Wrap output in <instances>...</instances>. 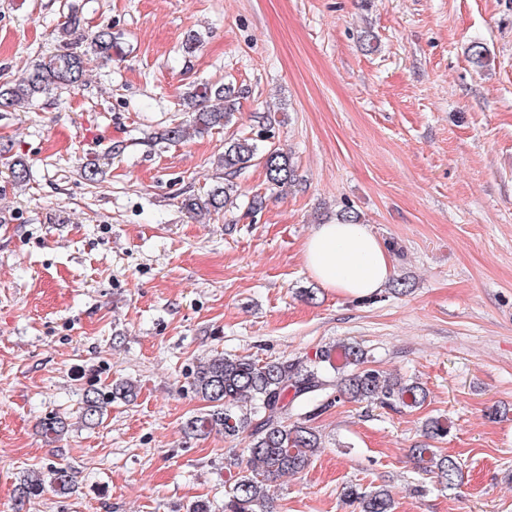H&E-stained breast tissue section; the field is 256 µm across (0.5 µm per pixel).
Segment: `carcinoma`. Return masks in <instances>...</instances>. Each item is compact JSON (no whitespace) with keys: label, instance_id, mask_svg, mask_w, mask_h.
Instances as JSON below:
<instances>
[{"label":"carcinoma","instance_id":"carcinoma-1","mask_svg":"<svg viewBox=\"0 0 512 512\" xmlns=\"http://www.w3.org/2000/svg\"><path fill=\"white\" fill-rule=\"evenodd\" d=\"M117 42L112 29L98 30L88 47L79 42L66 47L46 60H38L25 75L12 84H0V109L30 105L53 91L82 81L85 57L92 52L112 59ZM186 110L193 113L187 125L163 130L159 140L175 142L187 138V131L205 134L230 122L236 111L231 89L222 84H205L189 92L184 99ZM259 162L269 184L283 188L296 181L294 166L278 148L258 151L257 139L241 137L224 142L222 162L230 174ZM233 185L216 184L204 197L184 199L189 212H217L233 204ZM366 355L358 346L339 342L319 350L309 360L269 361L259 364L245 356L215 355L196 366L192 386L208 403V409L189 418L186 432L206 436L222 431L233 437L248 432L247 470L224 491V512H272L273 483L279 478L305 470L321 449V439L312 417L329 407L342 394L349 399L379 403L383 406L420 407L428 390L415 380H390L375 369L364 367ZM137 397L136 385L121 380L104 392L98 388L84 390L81 419L86 426L98 424L107 405L116 400L131 402ZM46 435H60L66 421L55 415L40 423ZM424 436L439 441L448 436V425L429 418L423 425ZM426 472L445 487L453 488L462 480L460 464L449 455L426 444L411 449ZM49 483L64 493L72 488L73 474L65 467L47 468ZM42 483L26 474L17 485L23 501L41 489ZM343 497L353 512H394L390 491L378 487L362 491L355 485L345 487Z\"/></svg>","mask_w":512,"mask_h":512}]
</instances>
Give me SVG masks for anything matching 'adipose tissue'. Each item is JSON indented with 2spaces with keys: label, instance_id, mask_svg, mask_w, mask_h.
I'll return each instance as SVG.
<instances>
[{
  "label": "adipose tissue",
  "instance_id": "obj_1",
  "mask_svg": "<svg viewBox=\"0 0 512 512\" xmlns=\"http://www.w3.org/2000/svg\"><path fill=\"white\" fill-rule=\"evenodd\" d=\"M304 262L323 287L356 298L381 292L392 273L388 253L366 225L337 220L307 239Z\"/></svg>",
  "mask_w": 512,
  "mask_h": 512
}]
</instances>
